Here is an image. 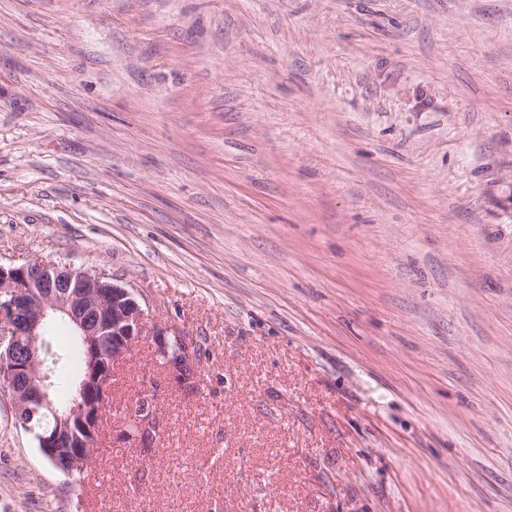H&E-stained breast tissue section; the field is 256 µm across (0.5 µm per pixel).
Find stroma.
<instances>
[{
	"label": "stroma",
	"instance_id": "stroma-1",
	"mask_svg": "<svg viewBox=\"0 0 512 512\" xmlns=\"http://www.w3.org/2000/svg\"><path fill=\"white\" fill-rule=\"evenodd\" d=\"M511 194L512 0H0V263L201 370L116 366L105 483L0 390V512H512ZM152 395L153 393L150 391H144L141 393L139 401L133 404L131 416L138 422V437L141 443L155 437L154 433L160 434L163 428L162 422L153 411ZM131 416L128 407L124 414V420L128 423L130 430L135 431Z\"/></svg>",
	"mask_w": 512,
	"mask_h": 512
}]
</instances>
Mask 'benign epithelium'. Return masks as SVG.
I'll list each match as a JSON object with an SVG mask.
<instances>
[{
    "mask_svg": "<svg viewBox=\"0 0 512 512\" xmlns=\"http://www.w3.org/2000/svg\"><path fill=\"white\" fill-rule=\"evenodd\" d=\"M56 319L70 325L83 345L78 394L64 408L52 398L54 369L39 348ZM143 336L154 338L155 355L165 359L178 379L196 370L194 344L168 326L147 325L134 291L114 283L106 271L88 272L70 262L42 259L20 266L0 264V385L10 391L16 419L23 425L36 409L51 415L52 425L37 441L44 455L65 458L63 473L92 465L102 444L112 368ZM171 337L181 345L174 355L168 350ZM132 418L142 442L162 431L149 391L133 404Z\"/></svg>",
    "mask_w": 512,
    "mask_h": 512,
    "instance_id": "7a95c632",
    "label": "benign epithelium"
}]
</instances>
